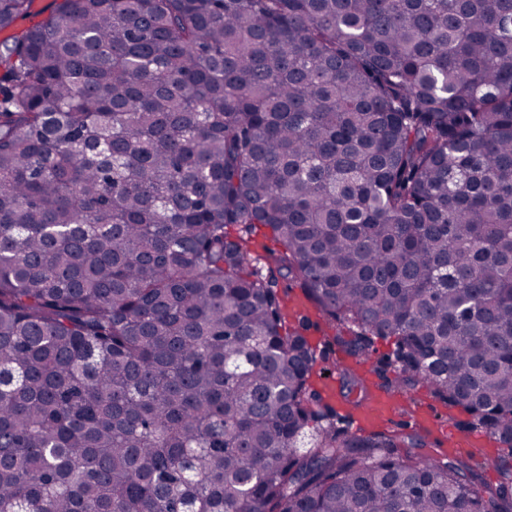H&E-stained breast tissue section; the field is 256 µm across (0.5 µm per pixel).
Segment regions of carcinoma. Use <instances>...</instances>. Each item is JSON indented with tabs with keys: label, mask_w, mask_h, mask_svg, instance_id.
I'll use <instances>...</instances> for the list:
<instances>
[{
	"label": "carcinoma",
	"mask_w": 512,
	"mask_h": 512,
	"mask_svg": "<svg viewBox=\"0 0 512 512\" xmlns=\"http://www.w3.org/2000/svg\"><path fill=\"white\" fill-rule=\"evenodd\" d=\"M3 47L0 512H512V0H60ZM257 226L495 488L328 421Z\"/></svg>",
	"instance_id": "cac0c4a2"
}]
</instances>
